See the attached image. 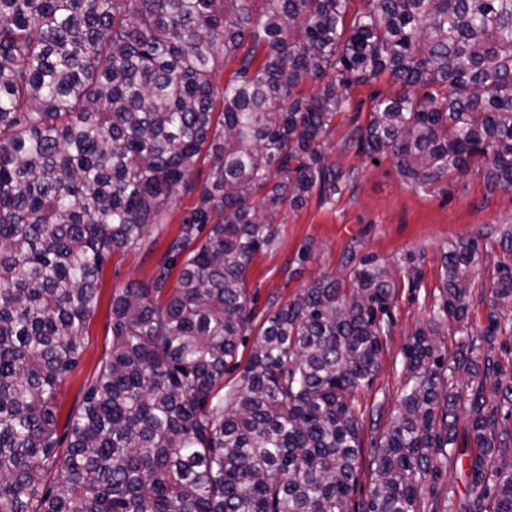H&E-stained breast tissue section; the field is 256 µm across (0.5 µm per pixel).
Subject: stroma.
Wrapping results in <instances>:
<instances>
[{
  "mask_svg": "<svg viewBox=\"0 0 512 512\" xmlns=\"http://www.w3.org/2000/svg\"><path fill=\"white\" fill-rule=\"evenodd\" d=\"M346 130L345 118H337L336 132L324 149L339 165L359 168L361 182L356 193L342 194L328 206L313 200L300 209L284 211L276 245L253 256L248 282L256 297V312L262 317L269 310L270 296L292 299L318 276L344 270L351 253L373 254L394 262V271L400 276L409 265V256L422 255L421 286L400 289L393 309L396 326L383 339L379 372L371 389L360 396L363 406H382L376 429L381 435L398 415L404 382L402 348L407 337L428 318L431 299L441 287L443 252L449 242L473 237L485 225L512 223V201L502 192L490 190L474 174L430 195L415 191L397 173L392 156L374 160L341 154L339 141ZM196 202L193 194L177 197L155 233V250L136 247L120 251L105 265L100 299L86 328L82 357L57 394L59 422H66L79 406L84 388L97 376L110 350L113 291L128 282L150 278L167 244L178 235L181 220ZM306 249L311 258L300 261Z\"/></svg>",
  "mask_w": 512,
  "mask_h": 512,
  "instance_id": "stroma-1",
  "label": "stroma"
}]
</instances>
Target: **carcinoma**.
I'll return each mask as SVG.
<instances>
[{
	"label": "carcinoma",
	"instance_id": "1",
	"mask_svg": "<svg viewBox=\"0 0 512 512\" xmlns=\"http://www.w3.org/2000/svg\"><path fill=\"white\" fill-rule=\"evenodd\" d=\"M350 2L0 0V512H348L365 460L362 512H420L425 492L433 512H512V264L474 291L480 239L512 256L511 224L448 245L398 416L367 450L393 266L362 255L256 324L249 264L281 211L360 181L321 151L338 115L341 153L390 155L417 190L477 174L512 194V0ZM384 74L400 91L362 124L351 91ZM194 192L152 276L114 291L109 355L59 438L106 262L153 248Z\"/></svg>",
	"mask_w": 512,
	"mask_h": 512
}]
</instances>
